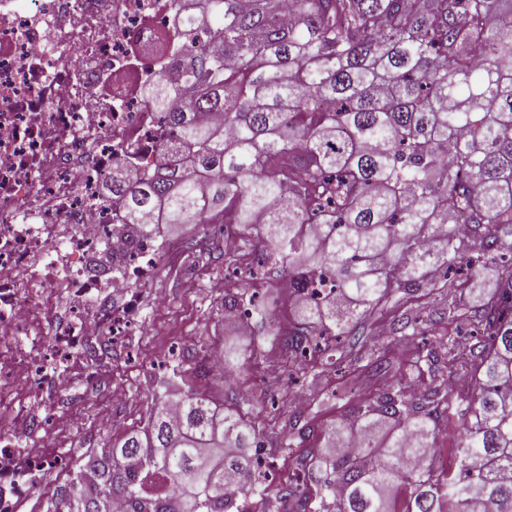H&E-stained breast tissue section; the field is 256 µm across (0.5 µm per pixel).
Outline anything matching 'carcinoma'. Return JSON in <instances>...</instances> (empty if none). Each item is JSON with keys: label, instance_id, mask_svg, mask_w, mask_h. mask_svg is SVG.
<instances>
[{"label": "carcinoma", "instance_id": "cac0c4a2", "mask_svg": "<svg viewBox=\"0 0 512 512\" xmlns=\"http://www.w3.org/2000/svg\"><path fill=\"white\" fill-rule=\"evenodd\" d=\"M177 12L186 42L188 96L165 100L176 149L141 178L112 165L106 186L123 204L128 231L151 220L204 224L224 206L255 228L256 268L277 267L303 299L294 326L276 339L287 361L313 349L342 364L359 337L400 292L429 284L462 260L486 267L512 250V10L499 0H193ZM218 112L224 120H198ZM471 226L476 255L464 257L455 226ZM328 271L333 292H313ZM253 305L243 287L224 297L229 313ZM448 321L475 322L468 352L448 359L433 390L412 397L391 387L326 430L300 465L304 482L281 490L292 512H394L392 490L411 492L404 512H512V274L478 310L448 302ZM396 340L415 334L404 314ZM471 369L480 396L461 409L448 381ZM200 370L179 371L184 390L153 408L145 436L132 435L77 471L53 512H249L262 486L251 449L266 425L237 403L218 405L194 388ZM295 413L276 441L295 447L307 426ZM460 424L455 464L428 470L441 419ZM94 479L85 480V471ZM242 481L229 493L225 477Z\"/></svg>", "mask_w": 512, "mask_h": 512}]
</instances>
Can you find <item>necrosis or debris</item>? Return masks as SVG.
Masks as SVG:
<instances>
[{
	"label": "necrosis or debris",
	"instance_id": "1",
	"mask_svg": "<svg viewBox=\"0 0 512 512\" xmlns=\"http://www.w3.org/2000/svg\"><path fill=\"white\" fill-rule=\"evenodd\" d=\"M174 13L173 0H0V343H35L26 361L0 367V404L11 385L68 379L44 349L106 360L132 287L157 268V239L126 240L103 181L131 151L147 172L171 140L146 92L182 87ZM90 294L96 306H85ZM56 299L69 300L68 316L47 339L34 313ZM43 424L41 409H23L0 447V512H17L42 471L69 467L21 450Z\"/></svg>",
	"mask_w": 512,
	"mask_h": 512
}]
</instances>
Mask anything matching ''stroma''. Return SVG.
Instances as JSON below:
<instances>
[{
	"mask_svg": "<svg viewBox=\"0 0 512 512\" xmlns=\"http://www.w3.org/2000/svg\"><path fill=\"white\" fill-rule=\"evenodd\" d=\"M156 234L166 248L154 276L135 289L131 324L124 336L113 340L111 359L95 364L79 355L71 358V395L44 398V408L55 423L28 436L26 447L48 455L67 451L75 463L84 464L89 457L121 445L127 436L143 433L156 397L179 392L178 387L164 385L175 367L192 369L211 351L251 343L255 351L245 371L231 379L220 370L209 373L200 376L196 386L217 403L231 396L249 401V416L258 423L268 420L262 391L287 383L293 395L305 397L303 416L308 430L296 451H284L273 442L267 447L270 468L264 499L252 503L251 508L253 512H269L282 483L292 480L297 472L299 450L323 446L327 424L342 420L395 383H402L410 393L431 386L432 372L418 373L411 366L422 348L434 347L448 330L445 290L419 289L404 306L405 311L418 316L421 340L398 345L385 334L392 321L384 319L382 327L365 331L357 361L336 367L321 357L309 358L306 367L319 373L320 381L306 388L298 382L288 383L291 366L273 335L259 327L244 330L229 323L224 315L225 294L236 292L241 283L225 275L224 256L213 249L214 244L224 241L223 213L213 211L206 224L180 228L160 224ZM283 278L282 272L273 269L252 286L285 329L297 315L279 287ZM105 408L112 411V423L107 427L98 421Z\"/></svg>",
	"mask_w": 512,
	"mask_h": 512,
	"instance_id": "35a3bbf8",
	"label": "stroma"
}]
</instances>
